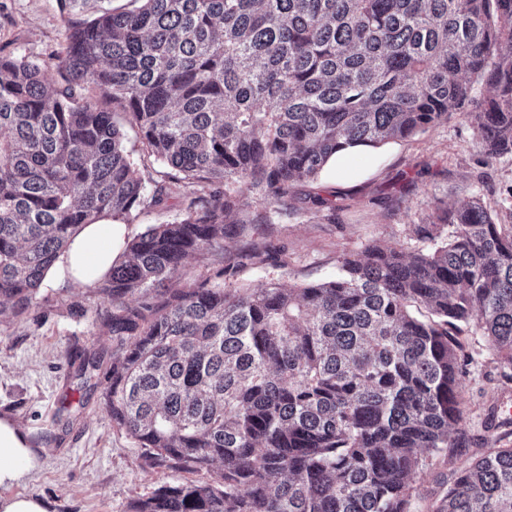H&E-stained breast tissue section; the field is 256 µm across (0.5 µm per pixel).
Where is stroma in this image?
I'll return each instance as SVG.
<instances>
[{
  "label": "stroma",
  "mask_w": 512,
  "mask_h": 512,
  "mask_svg": "<svg viewBox=\"0 0 512 512\" xmlns=\"http://www.w3.org/2000/svg\"><path fill=\"white\" fill-rule=\"evenodd\" d=\"M120 11L129 0H0V52L44 63L57 53L72 22L92 16L94 6ZM512 155L486 159L470 122L455 114L413 138L359 152L350 173L325 171L315 182L291 189L286 203L271 206L244 192L247 212H267L243 237H226L222 248L185 260L175 288L215 278L227 258L253 245L282 250L287 267L249 266L231 286L260 288L271 282L307 285L336 278L344 257L371 245L404 252L429 249L415 233L432 220L437 204L481 200L512 224ZM322 197L324 205L313 204ZM186 191L172 188L167 207L126 219V240L154 224L181 218ZM41 305L28 318L0 325V417L19 422L38 457L37 468L14 491L43 499L49 512H126L135 500L186 473L150 467L146 451L112 423L103 404L106 374L119 348L100 316L109 298L97 286H42ZM462 353L460 447L427 459L414 483L408 512H433L440 483L481 449L493 447L512 419V381L476 328L465 331ZM85 351L95 367L89 383L69 355Z\"/></svg>",
  "instance_id": "35a3bbf8"
}]
</instances>
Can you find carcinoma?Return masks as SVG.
I'll list each match as a JSON object with an SVG mask.
<instances>
[{
  "label": "carcinoma",
  "mask_w": 512,
  "mask_h": 512,
  "mask_svg": "<svg viewBox=\"0 0 512 512\" xmlns=\"http://www.w3.org/2000/svg\"><path fill=\"white\" fill-rule=\"evenodd\" d=\"M131 2L71 25L51 62L0 55V318L37 306L82 225L183 187L184 216L136 237L100 286L121 344L103 398L150 465L211 480L128 512H407L423 460L457 447L463 328L512 370V227L447 205L416 227L431 249L374 245L332 281L165 283L269 223L230 182L282 203L337 152L458 112L487 157L512 155V0ZM465 77L489 93L473 101ZM119 114L170 168L149 195ZM143 288L155 302H127ZM434 512H512V446L460 470Z\"/></svg>",
  "instance_id": "cac0c4a2"
}]
</instances>
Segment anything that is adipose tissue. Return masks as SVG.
<instances>
[{
  "instance_id": "1",
  "label": "adipose tissue",
  "mask_w": 512,
  "mask_h": 512,
  "mask_svg": "<svg viewBox=\"0 0 512 512\" xmlns=\"http://www.w3.org/2000/svg\"><path fill=\"white\" fill-rule=\"evenodd\" d=\"M124 225H84L46 271L51 285H91L103 280L124 251ZM37 466L28 434L15 421L0 418V512H48L33 496L8 495V488L22 483Z\"/></svg>"
}]
</instances>
